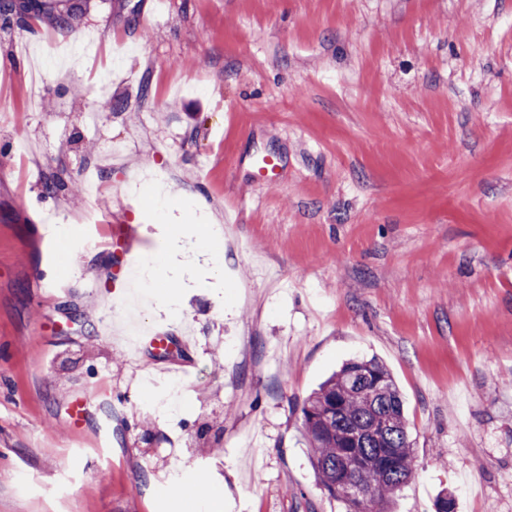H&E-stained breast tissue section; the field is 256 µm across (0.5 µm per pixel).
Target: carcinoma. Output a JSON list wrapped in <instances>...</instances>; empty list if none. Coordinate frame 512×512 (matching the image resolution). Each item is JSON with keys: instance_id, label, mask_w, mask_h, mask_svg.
Masks as SVG:
<instances>
[{"instance_id": "carcinoma-1", "label": "carcinoma", "mask_w": 512, "mask_h": 512, "mask_svg": "<svg viewBox=\"0 0 512 512\" xmlns=\"http://www.w3.org/2000/svg\"><path fill=\"white\" fill-rule=\"evenodd\" d=\"M302 431L318 483L346 512H390L394 494L414 469L404 400L386 366L353 359L304 401ZM358 483L364 498L344 497Z\"/></svg>"}]
</instances>
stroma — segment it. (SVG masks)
Returning <instances> with one entry per match:
<instances>
[{"mask_svg":"<svg viewBox=\"0 0 512 512\" xmlns=\"http://www.w3.org/2000/svg\"><path fill=\"white\" fill-rule=\"evenodd\" d=\"M31 2L0 23V512H346L301 407L372 357L394 512H512V0ZM179 208L224 265L134 300Z\"/></svg>","mask_w":512,"mask_h":512,"instance_id":"obj_1","label":"stroma"}]
</instances>
